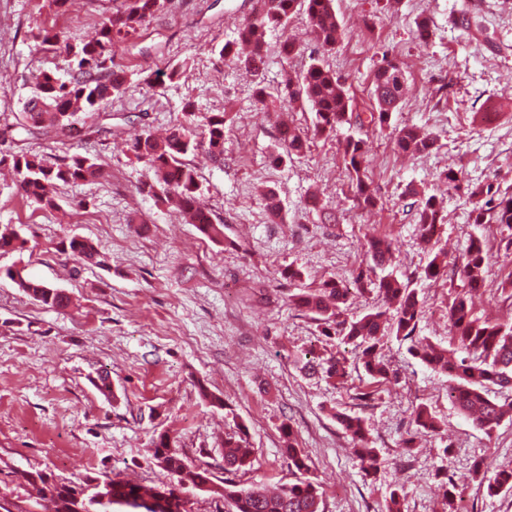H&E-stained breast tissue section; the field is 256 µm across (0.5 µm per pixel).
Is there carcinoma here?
I'll return each instance as SVG.
<instances>
[{"label": "carcinoma", "instance_id": "carcinoma-1", "mask_svg": "<svg viewBox=\"0 0 512 512\" xmlns=\"http://www.w3.org/2000/svg\"><path fill=\"white\" fill-rule=\"evenodd\" d=\"M168 0H121L99 24L96 38L71 43L64 31L45 25L38 26L36 38L43 46L53 47L62 54L71 78L64 82L52 69L41 73L30 96L25 100L22 112L13 127L0 130V167L13 170L25 197L39 204L54 205L50 191L62 184L101 177V169L90 157L78 153L65 155L55 162L45 156L24 151L15 152L13 132L22 130L32 137L46 134L52 128L63 131L76 124L89 137L112 135V114L107 108L121 99L130 84L131 74L113 64V40L123 34L136 31L145 22L161 12ZM261 9H255L237 27V38L225 43L219 54L230 57L236 65L254 73L265 62L268 43L267 31L284 27L298 11H303L307 25L323 55L336 50L342 40V29L332 6V0H263ZM450 23L469 39L481 31L478 0H460L459 7L451 14ZM406 90V77L401 64L385 54L373 76L372 104L366 117H361L354 98L336 72L327 68L320 57L312 58L309 67L296 75H287L283 81L282 98L290 103L296 99L307 101L314 112L312 128L304 131L298 127H278L279 138L286 148V156L301 157L308 153L318 137H329L345 124L366 121L381 128L391 125L393 112L402 103ZM195 113L184 112V121L174 125L169 133L158 139L150 133L135 136L128 143V150L139 162L155 175L148 186L158 200L175 198L181 210L196 224L199 231L214 242L224 240V221L204 213L201 184L198 180L195 159L211 164L224 161V129L226 113L216 112L205 119L203 131L193 129ZM394 145L403 153H428L436 145L435 139L414 125L397 129ZM343 160L350 175L351 190L358 206L371 209L378 205V197L365 174L366 142L348 137L342 143ZM475 200L474 223L495 224L512 230V195L493 184L473 183L467 187ZM405 193L416 198L413 219L419 224L421 236L430 241L442 222L440 202L434 195L419 192L414 186L406 187ZM25 240L10 224L0 225V252L24 247ZM80 263H100L97 247L87 239L72 237L60 242ZM366 255L370 259L368 271L383 270L392 261L391 242L385 238H371L366 243ZM489 255L485 242L479 237L470 239L462 262L452 267L433 258L424 269L428 280H437L458 274L468 288L476 291L485 282ZM5 275L16 282L29 298L49 309H64L70 303L69 296L61 289L41 281L27 279L8 269ZM382 293L388 306L393 309L395 335L406 340L418 326L420 305L416 289L410 283L386 274L371 281ZM351 289L328 278L315 288H304L291 295L297 308L313 316L320 333L338 336L351 344L365 371L373 376L387 378V368L380 352L378 333L384 325L385 312L374 311L361 318L348 321L341 319L343 306L349 300ZM448 322L456 347L432 348L417 352L419 358L450 377L448 393L451 402L473 423L490 430L506 417L512 416V402L502 401L491 395V387H512V318L495 322L475 316L468 301V294L454 297L448 307ZM341 426L349 433L357 446L358 458L364 476L375 474L380 466L376 449L369 447L363 421L359 417L337 415ZM416 425L426 434H436L440 426L428 408L421 406L415 412ZM288 447L283 454L288 467L298 478L276 491L262 487H241L224 482V487L213 485L212 472L203 466L187 462L179 449L171 447L167 436L159 435L147 450L148 459L162 467L180 486L203 487L208 492L221 495L230 503L232 512H321V493L316 482L307 474L308 458L296 447V439L290 424L280 426ZM246 430L237 429L224 434V471L246 473L254 466L255 458L244 447ZM444 495L452 512H459V485L453 476L444 474ZM108 487L103 489L110 499H145L155 492H146L143 486L130 481L107 478ZM41 499L49 500L54 512H69L70 489L52 491L42 483L27 480ZM487 494L497 496L512 491V470L501 471L488 480Z\"/></svg>", "mask_w": 512, "mask_h": 512}]
</instances>
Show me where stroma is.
<instances>
[{"instance_id":"35a3bbf8","label":"stroma","mask_w":512,"mask_h":512,"mask_svg":"<svg viewBox=\"0 0 512 512\" xmlns=\"http://www.w3.org/2000/svg\"><path fill=\"white\" fill-rule=\"evenodd\" d=\"M385 2L334 0L344 36L325 63L363 112L382 54L395 57L408 92L391 127L346 125L316 140L307 156L274 162L281 147L269 114L282 106L287 68H306L316 47L304 16L269 32L268 61L256 78L217 52L236 39L251 0H171L167 13L114 41L115 64L133 77L111 107L112 135L51 133L20 142V149L48 156L94 158L103 176L61 187L49 208L27 199L11 174H0V224L15 226L26 241L23 250L0 253V268L71 297L69 307L48 310L0 277V500L11 512H45L17 479L20 471L167 482L168 473L146 455L161 433L223 484L224 434L238 424L255 457L240 484H288L294 476L281 452L284 422L309 457L322 512H384L395 489L405 495L404 512H448L439 491L446 473L461 485L467 512H512V492L491 497L485 485L497 471L512 470V417L489 432L475 427L449 400L447 376L409 352L414 341L449 346L448 307L461 283L425 279L431 255L404 195L411 184L441 199L445 220L436 237L449 262L461 261L470 237L485 241L490 273L472 295L473 311L502 318L500 230L473 223L466 191L438 175L453 168L467 182L512 186V51L495 55L483 42L488 36L512 44V0H483L484 36L468 43L449 22L456 0H401L395 11ZM113 5L69 0L60 13L51 0H0V126L13 122L39 71L59 63L37 42L36 23L56 25L78 43L95 36ZM422 13L434 22L426 42L412 34ZM288 37L303 52L287 65L278 46ZM259 81L268 91L263 106L253 99ZM188 102L200 117L229 114L223 167L199 171L206 204L225 222L220 243L144 192L154 173L126 152L131 136L182 121ZM406 124L431 133L436 149L396 151L394 131ZM349 136L369 146L375 209L357 207L348 187L341 144ZM266 188L280 199L281 223L265 209ZM313 191L335 223L307 209ZM79 199L87 209H75ZM73 235L92 241L103 264H80L62 251L60 241ZM376 236L391 240V270L416 288L422 310L412 340L385 329L380 346L389 376L377 383L353 346L321 336L311 315L289 301L294 287L280 276L290 265L310 287L330 277L350 284L366 265V241ZM336 355L345 360L344 377L308 373V359ZM103 372L112 381L109 397L95 386ZM203 386L224 408L201 397ZM421 405L442 434L419 433L412 414ZM340 413L362 419L381 459L374 478L361 473Z\"/></svg>"}]
</instances>
